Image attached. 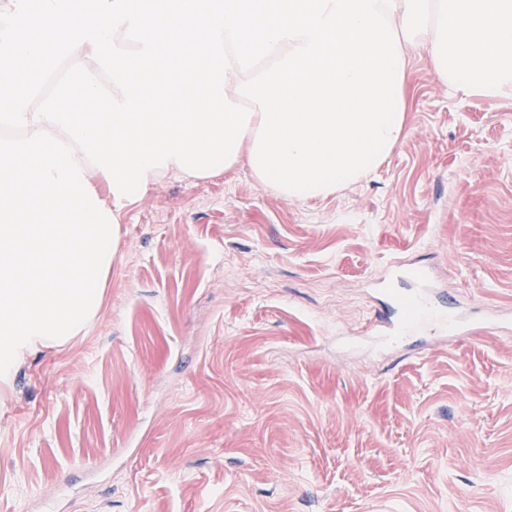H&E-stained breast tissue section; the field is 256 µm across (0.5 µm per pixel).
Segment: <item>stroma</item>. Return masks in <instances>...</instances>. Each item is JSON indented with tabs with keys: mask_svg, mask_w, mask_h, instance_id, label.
<instances>
[{
	"mask_svg": "<svg viewBox=\"0 0 512 512\" xmlns=\"http://www.w3.org/2000/svg\"><path fill=\"white\" fill-rule=\"evenodd\" d=\"M117 215L95 320L0 380V512H512V332L369 327L398 261L463 319L512 307V98L419 49L361 183L164 176Z\"/></svg>",
	"mask_w": 512,
	"mask_h": 512,
	"instance_id": "1",
	"label": "stroma"
}]
</instances>
